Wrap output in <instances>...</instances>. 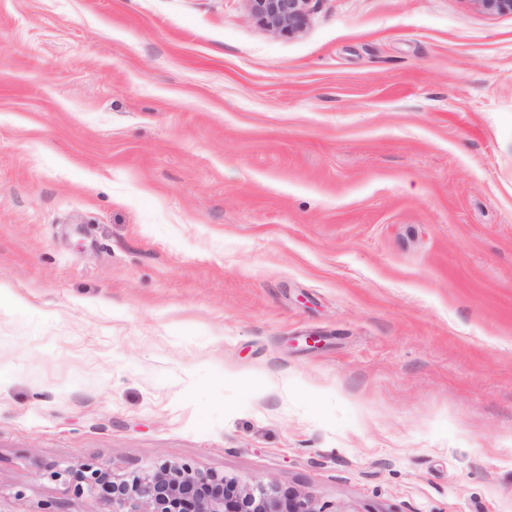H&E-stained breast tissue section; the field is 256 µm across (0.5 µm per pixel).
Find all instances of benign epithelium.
<instances>
[{"label": "benign epithelium", "mask_w": 512, "mask_h": 512, "mask_svg": "<svg viewBox=\"0 0 512 512\" xmlns=\"http://www.w3.org/2000/svg\"><path fill=\"white\" fill-rule=\"evenodd\" d=\"M251 16L264 28L295 34L307 24L312 0H247ZM489 13L512 12V0H470ZM77 495L96 496L107 512H319L303 492L281 496L257 491L233 478L169 462L144 475L120 477L85 463L66 470Z\"/></svg>", "instance_id": "7a95c632"}]
</instances>
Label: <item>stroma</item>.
<instances>
[{
  "label": "stroma",
  "instance_id": "stroma-1",
  "mask_svg": "<svg viewBox=\"0 0 512 512\" xmlns=\"http://www.w3.org/2000/svg\"><path fill=\"white\" fill-rule=\"evenodd\" d=\"M167 462L512 512V13L0 0V512ZM313 0H247L251 16L272 32L295 34L307 24Z\"/></svg>",
  "mask_w": 512,
  "mask_h": 512
}]
</instances>
